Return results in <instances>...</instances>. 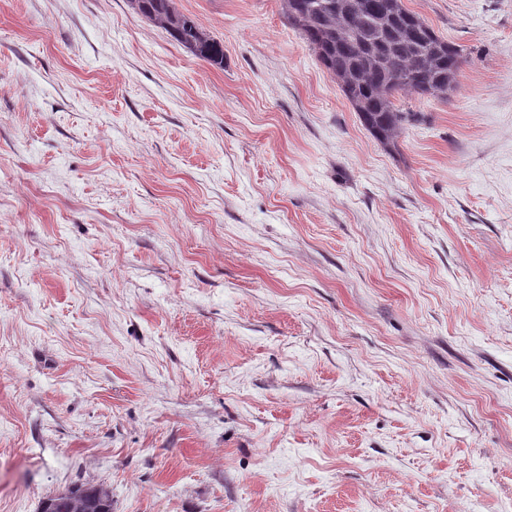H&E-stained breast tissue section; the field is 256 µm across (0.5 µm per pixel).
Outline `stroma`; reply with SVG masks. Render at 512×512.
Returning <instances> with one entry per match:
<instances>
[{"mask_svg": "<svg viewBox=\"0 0 512 512\" xmlns=\"http://www.w3.org/2000/svg\"><path fill=\"white\" fill-rule=\"evenodd\" d=\"M389 149L281 0H0V512H512V0ZM134 10L161 27L184 48L196 57L221 65L224 48L221 43L207 34L197 23L182 14L174 0H130ZM39 512H112V491L103 485L77 482L45 498Z\"/></svg>", "mask_w": 512, "mask_h": 512, "instance_id": "obj_1", "label": "stroma"}]
</instances>
